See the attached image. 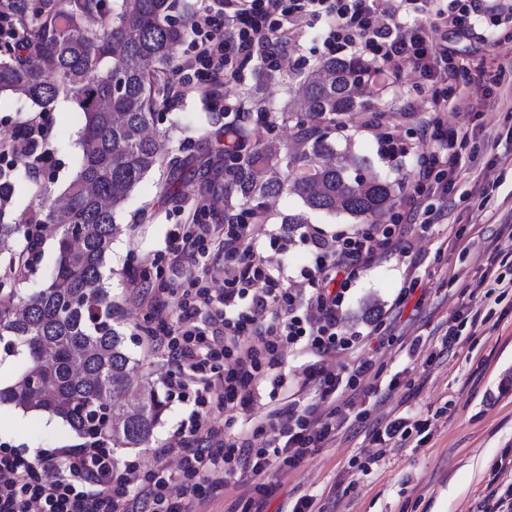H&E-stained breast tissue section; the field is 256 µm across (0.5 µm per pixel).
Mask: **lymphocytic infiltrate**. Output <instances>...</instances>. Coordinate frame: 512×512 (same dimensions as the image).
I'll list each match as a JSON object with an SVG mask.
<instances>
[{
  "label": "lymphocytic infiltrate",
  "instance_id": "lymphocytic-infiltrate-1",
  "mask_svg": "<svg viewBox=\"0 0 512 512\" xmlns=\"http://www.w3.org/2000/svg\"><path fill=\"white\" fill-rule=\"evenodd\" d=\"M224 6L228 18L208 14L193 26L190 81L202 99L217 103L222 83L238 75L236 60L259 54L279 66L284 47L323 19L331 52L388 73L406 70L433 86L419 119L429 154L389 223L364 231L327 237L285 224L272 234L248 213L233 215L221 229L198 224L174 232L163 253L167 268L187 256L224 259L218 292L193 274L173 288L152 286L146 272L131 281L155 323L147 340L171 365L168 393L190 407L176 442L151 449L148 468L137 459L117 464L103 445L55 448L32 459L1 447L0 512H202L214 495L239 485L247 508L263 512L280 466L300 465L332 441L344 421L370 415L357 400L380 389V372L365 355L364 334L343 330L347 293L363 269L389 252H398L407 269L419 267L411 224L422 214L439 216L471 136L469 127L448 125L444 116L479 107L454 88L461 67L435 39L448 30L473 36L482 25L512 29V0H224ZM410 11L420 22L402 26L400 15ZM297 238L309 241L312 261L292 276L283 257ZM291 350L311 363L288 390L281 370ZM340 351L354 360L344 375L330 364ZM256 393L267 400L265 412L236 419L235 411L247 409ZM433 426L408 409L390 412L372 430L368 463Z\"/></svg>",
  "mask_w": 512,
  "mask_h": 512
}]
</instances>
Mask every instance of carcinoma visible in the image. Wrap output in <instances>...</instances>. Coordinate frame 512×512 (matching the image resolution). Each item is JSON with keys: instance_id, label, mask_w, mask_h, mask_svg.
I'll return each mask as SVG.
<instances>
[{"instance_id": "obj_1", "label": "carcinoma", "mask_w": 512, "mask_h": 512, "mask_svg": "<svg viewBox=\"0 0 512 512\" xmlns=\"http://www.w3.org/2000/svg\"><path fill=\"white\" fill-rule=\"evenodd\" d=\"M180 0H11L26 56L0 53V95L28 99L40 114L59 98L85 118L74 179L63 193L64 216L48 205L11 213L23 189L18 172L34 171L30 156L0 168V340L16 359V379L0 386V406L58 418L79 437L113 448H139L153 436L166 405L140 360L124 346L102 269L116 224L132 191L151 171L181 178L186 162L162 151L167 131L155 124L173 102L176 52L191 30ZM389 76L352 58L331 57L288 83L296 108L293 148L280 152L262 137L228 154L224 219L234 204L298 195L311 211L375 224L393 207L395 188L351 147H337L356 114ZM50 229L56 264L39 291L24 295L28 263L14 243L30 225Z\"/></svg>"}]
</instances>
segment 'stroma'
I'll use <instances>...</instances> for the list:
<instances>
[{
  "instance_id": "stroma-1",
  "label": "stroma",
  "mask_w": 512,
  "mask_h": 512,
  "mask_svg": "<svg viewBox=\"0 0 512 512\" xmlns=\"http://www.w3.org/2000/svg\"><path fill=\"white\" fill-rule=\"evenodd\" d=\"M506 31L487 28L479 38H449L456 59L468 71L458 88L482 95L489 79L512 85V42ZM326 28L317 23L305 29L289 47L279 74L281 84L262 90L273 105L268 116L239 110L241 92L253 89L260 57L243 65L236 81L226 84L217 107L200 99L189 86H181V96L171 110L159 116V128L169 130L166 151L191 159L202 157L207 167L189 166L175 188L177 200H170L159 172L148 174L133 191L118 221L121 234L112 244L105 275L112 300L119 306L125 344L143 359L153 381L163 383L169 366L147 344L150 326L129 288L131 274L151 271L152 263L170 242V235L186 224L198 197L210 186L224 184V142L217 131L251 126L265 121V139L278 147L290 145L295 120L287 112L283 81L297 73L311 72L328 58L324 43ZM490 59L487 72L476 69L481 59ZM431 91L409 73L395 85L386 87L371 100L373 109L389 115V132L402 155L393 159L379 154V133L361 127L351 130L353 150L372 162L374 171L400 182L412 181L422 153L417 118H401L406 105L425 107ZM50 127L48 161L37 171L48 196L22 192L14 199L15 211L34 210L61 195L78 168V133L82 116L73 103L58 100L54 112L38 116L32 103L11 96L0 98V140L33 118ZM485 135H497L494 170L503 176L499 184L485 181L479 168L465 164L448 192V200L436 223L412 225L411 231L422 254L416 271L418 286L404 305L396 299L403 286L405 268L399 254H392L362 270L347 296L346 327L351 332L369 333L368 357L383 368V379H397V387L377 407L385 415L399 403L410 405L422 415H438L435 429L422 442L388 449L379 464L368 470L351 467L352 457L364 456L370 441L371 423L347 422L336 438L299 466L284 470L273 479L274 492L266 512H290L303 493L316 495L322 512H477L488 483L512 487V469L500 466L503 457L512 458V295L487 314L486 323L476 333L462 336L451 352L435 354L432 360L398 353L396 343L382 332H370L365 312L369 307L398 309L396 332L405 339L442 334L457 312V302L468 295L484 270L470 257L451 248L455 232L469 233L472 227L494 237L499 225L512 224V102L495 100L479 118ZM305 214L308 224L331 236L356 230V222L345 215L305 211L299 197L281 196L271 208L270 221L281 224L284 216ZM459 279H450L452 271ZM447 414H440V407ZM80 438L58 419L0 408V444L36 455L43 448H74Z\"/></svg>"
}]
</instances>
